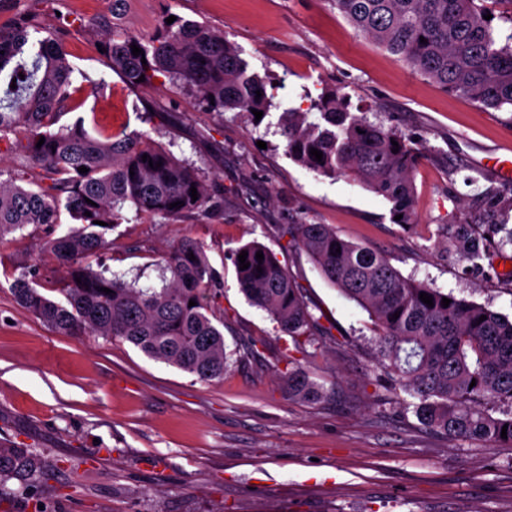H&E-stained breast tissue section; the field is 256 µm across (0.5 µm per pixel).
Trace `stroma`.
Wrapping results in <instances>:
<instances>
[{
	"label": "stroma",
	"mask_w": 512,
	"mask_h": 512,
	"mask_svg": "<svg viewBox=\"0 0 512 512\" xmlns=\"http://www.w3.org/2000/svg\"><path fill=\"white\" fill-rule=\"evenodd\" d=\"M35 16L74 67L91 130L145 132L224 187V216L117 225L103 263L125 280L159 281L169 246L200 242L216 280L210 306L224 323L223 380L195 376L107 336H64L15 299L11 285L38 263L41 230L0 243V442L40 453L45 512H512V447L426 429L375 366L367 313L331 286L283 224H328L387 256L404 276L512 317V247L463 258L448 232L474 194L506 188L490 158L512 149V112L444 91L356 33L331 0H0V27ZM200 22L234 44L275 103L307 108L331 88L350 110L416 138L414 224L350 179L294 163L277 131L217 114L157 77L145 93L113 72L100 43L150 37L162 19ZM263 244L306 290L332 339L298 360L326 393L292 397L279 377L293 344L239 289L233 253Z\"/></svg>",
	"instance_id": "35a3bbf8"
}]
</instances>
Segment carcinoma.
Masks as SVG:
<instances>
[{"label":"carcinoma","instance_id":"carcinoma-1","mask_svg":"<svg viewBox=\"0 0 512 512\" xmlns=\"http://www.w3.org/2000/svg\"><path fill=\"white\" fill-rule=\"evenodd\" d=\"M331 2L358 34L444 91L485 109L512 110V29L484 19L499 9L512 23V0ZM133 45L142 54L133 55ZM102 49L112 71L134 90L152 86L161 74L170 90H194L220 115L239 110L253 119L252 110L266 116L276 107L262 78L248 72L237 50L205 25L178 18L162 23L148 39L121 35ZM72 75L63 44L53 35L41 34L26 19L0 28V141L11 135L25 140L14 168L0 165V241L29 225L42 227L48 234L44 252L64 268L53 287L55 298L39 291V267L14 280V296L59 334L120 338L202 382L219 381L227 364L224 335L206 299L215 275L196 240L186 237L169 247L157 287L141 288L90 259L112 248L108 232L128 220L131 210L136 221L223 215L224 186L207 184L197 167L146 135H93L80 119L62 123L78 92ZM141 76L145 81H139ZM278 124L296 163L320 175L348 177L391 202L392 215H402L398 223L413 222L412 173L420 147L411 138L350 112L348 95L336 90L311 100L304 111L283 110ZM41 138L45 142L38 148ZM313 148L323 153L321 161L310 155ZM81 166L88 172H79ZM506 197L512 201V188H488L476 195L475 206L499 213ZM177 201L183 205L170 207ZM65 222L72 228L56 234ZM280 233L302 246L323 278L368 313L376 329L377 364L392 386L412 398L424 427L449 438L512 447V409L501 418L484 407V401L495 399L512 405V320L403 276L387 257L340 238L328 224H283ZM453 234L468 261L482 259L467 216L457 217ZM243 251L250 266L236 270L241 292L270 314L296 350L304 353L306 346L330 336L304 289L272 253L258 242L240 246L235 254ZM191 254L195 259H189ZM422 292L432 296L433 306L421 301ZM444 297L450 299L447 307ZM191 300L196 305H189ZM483 315L487 319L481 322ZM280 376L294 397L315 400L324 393L294 358H285ZM10 476L27 488L48 472L33 450L0 444V479Z\"/></svg>","mask_w":512,"mask_h":512}]
</instances>
